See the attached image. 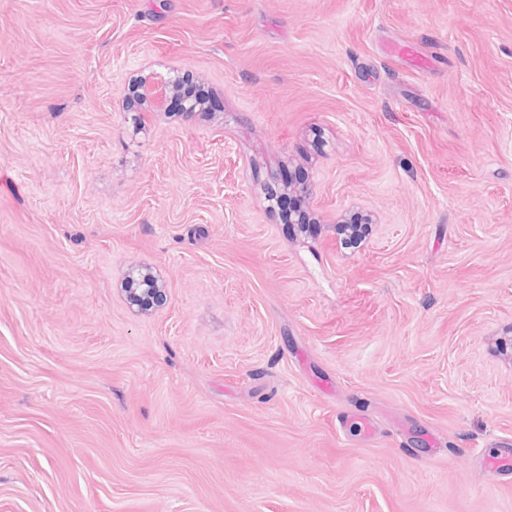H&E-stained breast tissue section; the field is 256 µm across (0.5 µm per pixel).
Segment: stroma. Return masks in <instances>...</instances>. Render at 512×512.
<instances>
[{
	"label": "stroma",
	"mask_w": 512,
	"mask_h": 512,
	"mask_svg": "<svg viewBox=\"0 0 512 512\" xmlns=\"http://www.w3.org/2000/svg\"><path fill=\"white\" fill-rule=\"evenodd\" d=\"M510 336L512 0H0V512H512ZM155 90H160L161 98L155 95ZM141 91V97L149 101L150 105L153 107V112H170L173 110L188 112L189 110V108L183 109L182 99L176 96L173 85L169 80L157 79L149 83H144L141 86ZM147 271L139 282V286H145V288H124L126 293V299L129 304L137 307L138 311L147 312L150 311L154 306H160L164 300L166 288L163 284H159V279L149 268H145ZM145 302L140 304L138 301ZM133 303V304H132Z\"/></svg>",
	"instance_id": "stroma-1"
}]
</instances>
